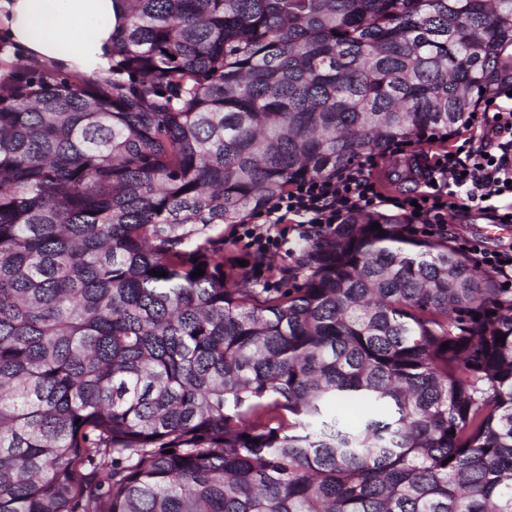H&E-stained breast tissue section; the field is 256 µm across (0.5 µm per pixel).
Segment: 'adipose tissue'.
Listing matches in <instances>:
<instances>
[{
    "instance_id": "adipose-tissue-1",
    "label": "adipose tissue",
    "mask_w": 512,
    "mask_h": 512,
    "mask_svg": "<svg viewBox=\"0 0 512 512\" xmlns=\"http://www.w3.org/2000/svg\"><path fill=\"white\" fill-rule=\"evenodd\" d=\"M121 0H0V34L30 63L107 78Z\"/></svg>"
}]
</instances>
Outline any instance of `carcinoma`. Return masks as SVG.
I'll return each instance as SVG.
<instances>
[{"label": "carcinoma", "mask_w": 512, "mask_h": 512, "mask_svg": "<svg viewBox=\"0 0 512 512\" xmlns=\"http://www.w3.org/2000/svg\"><path fill=\"white\" fill-rule=\"evenodd\" d=\"M123 2L112 78L0 82V512H512V289L396 216L224 252L512 86V0Z\"/></svg>", "instance_id": "obj_1"}]
</instances>
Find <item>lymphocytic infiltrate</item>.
Wrapping results in <instances>:
<instances>
[{"instance_id": "1", "label": "lymphocytic infiltrate", "mask_w": 512, "mask_h": 512, "mask_svg": "<svg viewBox=\"0 0 512 512\" xmlns=\"http://www.w3.org/2000/svg\"><path fill=\"white\" fill-rule=\"evenodd\" d=\"M376 164L375 156L366 154L338 175L299 180L260 212L259 223L235 225L248 273L260 278L264 258L294 257L296 244L336 232L359 212L392 208L411 232L428 236L449 234V212L465 208L488 212L494 223L512 224V95L499 90L454 144L437 153L422 189L384 194L372 178ZM460 245L498 285L512 284V247L492 249L466 237Z\"/></svg>"}]
</instances>
